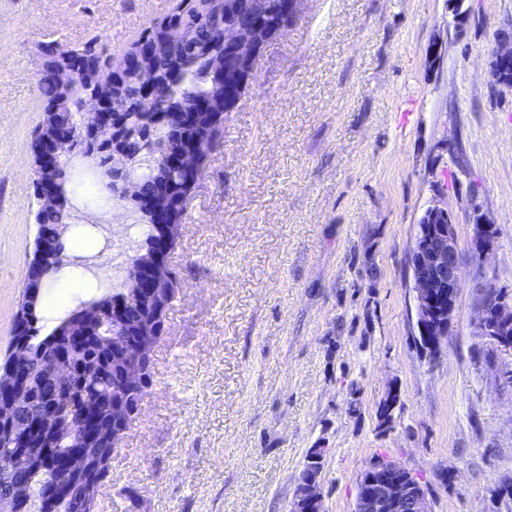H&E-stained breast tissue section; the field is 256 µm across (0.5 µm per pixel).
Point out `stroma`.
<instances>
[{
  "mask_svg": "<svg viewBox=\"0 0 512 512\" xmlns=\"http://www.w3.org/2000/svg\"><path fill=\"white\" fill-rule=\"evenodd\" d=\"M178 0H0V359L36 234L41 43L119 58ZM512 0H296L199 161L167 255L173 297L151 385L117 437L92 512H288L309 449H327L325 512H354L383 455L434 512H512V353L474 336L487 290L512 299V89L490 49ZM440 44L430 62L427 50ZM465 262L436 357L416 339L409 252L432 204ZM103 276L45 281L41 334ZM392 413H385L386 404ZM494 247V226L487 219L475 224L471 241L470 257L474 262H482Z\"/></svg>",
  "mask_w": 512,
  "mask_h": 512,
  "instance_id": "1",
  "label": "stroma"
}]
</instances>
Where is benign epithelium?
<instances>
[{
    "instance_id": "7a95c632",
    "label": "benign epithelium",
    "mask_w": 512,
    "mask_h": 512,
    "mask_svg": "<svg viewBox=\"0 0 512 512\" xmlns=\"http://www.w3.org/2000/svg\"><path fill=\"white\" fill-rule=\"evenodd\" d=\"M294 0H238L239 11L224 17V23L209 26L210 41L200 51V60L208 76L222 86L224 76L232 77L224 89V108L237 101L240 90L251 78L253 61L264 45L275 36L268 24L270 11L279 13L284 20L292 10ZM141 52L127 60L126 67L101 66L85 51H61L50 44L43 50L42 79L52 81L62 96L48 101L45 119L35 141L34 191L40 209L58 202V173L69 168L72 160L82 159L96 168L113 201L122 207L129 206L130 187L149 168V164L163 163L179 175V181L170 185L165 202L173 210H182L185 186L192 183L198 173L197 160L209 138L196 137L186 142L176 154L168 153L162 143L161 133L173 128L167 102L172 97L175 80L165 83L145 77L139 87L141 110L151 114L145 124H133L112 98V90L125 86L127 71L143 65L151 50L146 39H140ZM491 76L500 85L512 87V40H498L492 51ZM65 109L70 110V121L50 128L51 116ZM210 114L216 122L223 114L212 111L203 100L190 112L178 113L182 125L190 127L202 113ZM136 137L142 144L141 157L131 161L126 154V142ZM65 231L48 239L37 231L32 259L27 275V304L35 308L46 274L42 258L46 250L55 248L64 254ZM494 247V226L484 219L475 224L470 257L481 262ZM170 242L162 236L150 249L151 261L135 268L127 267V281L136 287L137 299L158 295L159 285L151 284L147 273L158 268L166 269L165 259ZM413 274V301L416 325L421 335L422 347L429 354H436L442 341L448 338L457 310V299L462 288L463 255L458 247L455 222L448 206L434 204L428 207L417 225L414 243L409 254ZM130 297L121 295L110 304L112 321H125L129 316ZM28 313L18 318L16 334L11 346L9 362L0 368V435H8L11 447L0 448V476L7 479L24 466L32 439L58 428L57 409L67 402L78 371L77 360L87 337L84 334L64 333L61 344L52 356L32 358L28 348L25 328ZM474 334L497 349L512 350V302L494 296L491 304L480 307L473 320ZM151 347L143 337L127 336L119 345L117 355L124 361L123 376L129 389L145 393L146 368ZM48 378L55 389L43 393L38 400L32 391L34 372ZM140 407V402L130 403L129 394L121 389L112 390V429L115 434H104L99 419L80 418L84 428V441H75L68 454L56 456L53 464L60 470L70 468L76 459L85 454L81 444L92 445L106 437L114 445ZM295 512H320L322 496L319 480L302 482L294 492ZM72 499L67 486L54 484L43 499L41 512H57L61 500ZM355 512H433L432 504L423 487L406 475L394 461L377 457L362 472L357 485Z\"/></svg>"
}]
</instances>
